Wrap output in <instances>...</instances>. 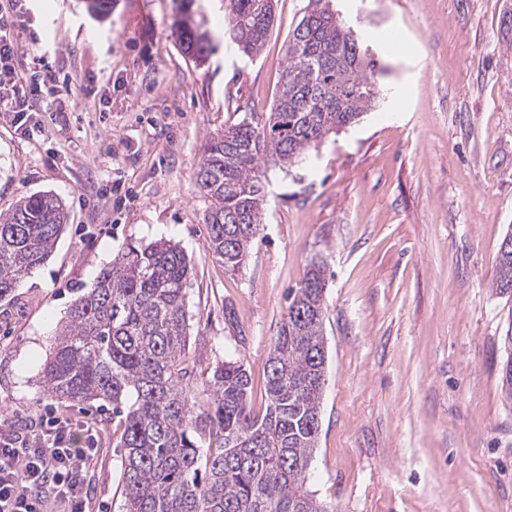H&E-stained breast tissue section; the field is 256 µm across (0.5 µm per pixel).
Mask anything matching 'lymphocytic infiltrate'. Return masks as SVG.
<instances>
[{
    "instance_id": "1",
    "label": "lymphocytic infiltrate",
    "mask_w": 512,
    "mask_h": 512,
    "mask_svg": "<svg viewBox=\"0 0 512 512\" xmlns=\"http://www.w3.org/2000/svg\"><path fill=\"white\" fill-rule=\"evenodd\" d=\"M28 11L24 0H0V112L17 128L34 131L46 105L63 107L72 89L51 68L21 81L14 66L19 32ZM89 423L48 411L24 428L0 429V512H45L54 502L61 512H89L86 473L94 457Z\"/></svg>"
}]
</instances>
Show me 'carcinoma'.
I'll list each match as a JSON object with an SVG mask.
<instances>
[{"label":"carcinoma","mask_w":512,"mask_h":512,"mask_svg":"<svg viewBox=\"0 0 512 512\" xmlns=\"http://www.w3.org/2000/svg\"><path fill=\"white\" fill-rule=\"evenodd\" d=\"M275 0H224L225 35L247 57L262 50ZM174 29L197 60L209 37L181 12ZM376 53L338 11L314 0L288 36L268 124L224 127L205 149L197 184L208 199L209 246L235 270L250 254L266 205L263 154L283 169L377 108ZM67 221L44 192L0 213V299L46 261ZM190 259L170 241L130 245L72 306L47 359L44 388L61 402L112 406L120 418L124 512H329L306 487L326 382V268L313 262L288 293L265 372L263 412L251 406L244 364L215 366L195 392L186 284ZM493 287L512 293V249ZM502 390L512 403V323Z\"/></svg>","instance_id":"cac0c4a2"}]
</instances>
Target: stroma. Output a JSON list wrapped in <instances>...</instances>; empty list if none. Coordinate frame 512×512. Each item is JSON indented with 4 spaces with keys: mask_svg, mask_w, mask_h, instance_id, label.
Returning a JSON list of instances; mask_svg holds the SVG:
<instances>
[{
    "mask_svg": "<svg viewBox=\"0 0 512 512\" xmlns=\"http://www.w3.org/2000/svg\"><path fill=\"white\" fill-rule=\"evenodd\" d=\"M194 0L213 51L195 61L182 0H28L15 61L44 57L75 89L26 135L0 112V212L39 191L69 221L49 259L0 299V411L97 426L91 512H122L111 406L47 398L44 364L75 301L128 245L178 243L199 378L225 357L265 407L288 291L327 266V381L307 488L333 512H512V405L501 390L512 296L493 286L512 232V0H339L386 70L384 111L330 135L291 171L264 156L263 226L234 271L210 250L196 175L224 126L267 124L286 41L309 0H275L245 57ZM111 189L101 199L103 189Z\"/></svg>",
    "mask_w": 512,
    "mask_h": 512,
    "instance_id": "35a3bbf8",
    "label": "stroma"
}]
</instances>
